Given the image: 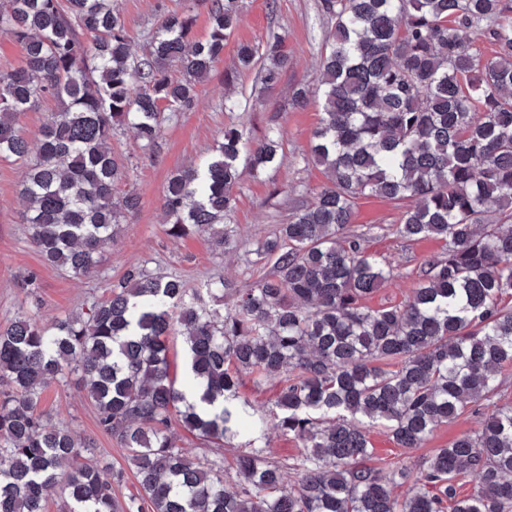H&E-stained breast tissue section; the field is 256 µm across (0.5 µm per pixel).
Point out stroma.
I'll return each instance as SVG.
<instances>
[{
  "mask_svg": "<svg viewBox=\"0 0 512 512\" xmlns=\"http://www.w3.org/2000/svg\"><path fill=\"white\" fill-rule=\"evenodd\" d=\"M135 51H142L145 35L160 11H179L184 0H114ZM239 22L224 44V55L198 87L190 110L165 123L161 147L146 154L131 129L119 130L112 141L115 151L131 161L129 179L117 185L118 193L135 191L140 206L127 214L112 246L104 253L94 277L74 279L46 264L30 242L28 225L22 222L21 195L25 167L22 162L0 160V329L21 312L36 311L45 326L104 299L112 282L131 267L144 266L161 274L181 276L188 286L224 281L234 289L250 287L260 276L273 272L272 261L259 258L261 240L272 235L277 224L322 189L326 178L305 158V149L320 119V107L310 102L295 109L289 104L294 88L312 83L317 60L332 27L321 9L322 0H240ZM284 39L288 68L273 88H266L259 68L241 71L234 91H227L224 72L236 62L241 42L265 43L272 36ZM243 128L260 139L269 126L282 133L279 167L260 178L243 177L236 190L230 216L241 246L224 253L207 235L192 233L182 238L168 234L162 213L164 186L170 174L199 162L224 134L226 125ZM401 209L378 197L359 199L347 233L359 237L367 253L382 259L394 271L391 282L367 299L374 309L403 303L421 280L425 263L439 255L442 243L433 238L408 240L396 232ZM42 410L54 421L89 442L95 460L112 469H127L125 452L98 426L96 411L88 402L77 377L51 385L44 393ZM481 412L466 409L450 423L438 426L424 447L410 451L398 447L388 430L375 425L369 438L373 463L390 472L399 463L417 464L435 449L448 447L457 437L479 425Z\"/></svg>",
  "mask_w": 512,
  "mask_h": 512,
  "instance_id": "1",
  "label": "stroma"
}]
</instances>
